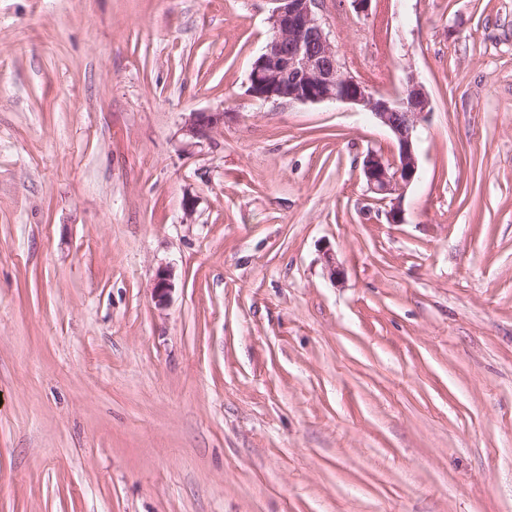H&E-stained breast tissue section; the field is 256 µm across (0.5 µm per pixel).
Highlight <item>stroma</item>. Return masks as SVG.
I'll list each match as a JSON object with an SVG mask.
<instances>
[{
    "instance_id": "stroma-1",
    "label": "stroma",
    "mask_w": 512,
    "mask_h": 512,
    "mask_svg": "<svg viewBox=\"0 0 512 512\" xmlns=\"http://www.w3.org/2000/svg\"><path fill=\"white\" fill-rule=\"evenodd\" d=\"M273 9L0 0V512H512V0L323 2L430 98L400 224L370 113L250 97ZM225 117L226 114L222 111L192 112L185 120L181 130L191 139H205L214 130L224 126Z\"/></svg>"
}]
</instances>
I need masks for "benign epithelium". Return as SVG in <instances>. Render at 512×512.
<instances>
[{
    "label": "benign epithelium",
    "mask_w": 512,
    "mask_h": 512,
    "mask_svg": "<svg viewBox=\"0 0 512 512\" xmlns=\"http://www.w3.org/2000/svg\"><path fill=\"white\" fill-rule=\"evenodd\" d=\"M274 33L254 60L248 93L261 101L358 106L370 112L395 138L392 159L370 151L362 161L368 190L390 201V224L404 222L403 200L416 178L417 127L430 113L428 96L412 73L401 90L380 94L363 78L354 75L342 58L319 17L321 0H273ZM226 113L193 112L182 126L184 135L205 139L224 126Z\"/></svg>",
    "instance_id": "7a95c632"
}]
</instances>
